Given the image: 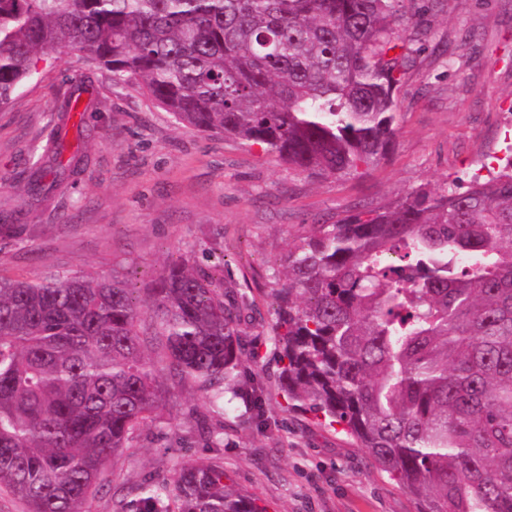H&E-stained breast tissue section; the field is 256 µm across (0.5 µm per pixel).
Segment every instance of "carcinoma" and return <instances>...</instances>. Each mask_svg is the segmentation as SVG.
I'll list each match as a JSON object with an SVG mask.
<instances>
[{
  "instance_id": "1",
  "label": "carcinoma",
  "mask_w": 512,
  "mask_h": 512,
  "mask_svg": "<svg viewBox=\"0 0 512 512\" xmlns=\"http://www.w3.org/2000/svg\"><path fill=\"white\" fill-rule=\"evenodd\" d=\"M412 19L406 0H0V106L40 55L75 49L180 124L354 176L395 146ZM51 139L44 191L82 160ZM275 276L287 405L342 425L416 512H512V147L463 189L304 225ZM238 309L184 261L141 296L116 276L0 277V491L89 512L166 380L224 410ZM226 478L185 463L133 488L137 512H265Z\"/></svg>"
}]
</instances>
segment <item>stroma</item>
<instances>
[{"label":"stroma","instance_id":"1","mask_svg":"<svg viewBox=\"0 0 512 512\" xmlns=\"http://www.w3.org/2000/svg\"><path fill=\"white\" fill-rule=\"evenodd\" d=\"M413 11L395 148L354 177H311L264 146L178 124L137 85L74 50L44 54L0 107V224L16 232L0 238L1 277L85 271L143 288L166 262L189 259L245 297L240 379L261 393L263 418L249 420L247 396L214 412L191 384L170 385L164 426L142 429L109 463L90 512H133L129 487L188 460L222 464L231 485L268 512H416L343 432L287 408L269 277L304 225L392 203L421 184H467L503 157L512 138V0H414ZM80 81L91 105L79 129L62 108ZM59 123L84 161L38 194L31 180ZM201 417L220 442L200 434Z\"/></svg>","mask_w":512,"mask_h":512}]
</instances>
